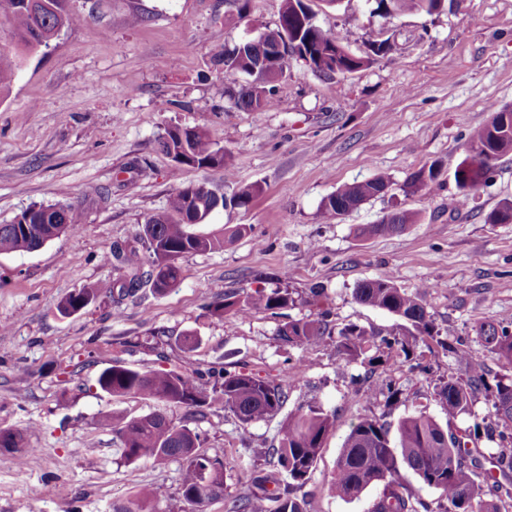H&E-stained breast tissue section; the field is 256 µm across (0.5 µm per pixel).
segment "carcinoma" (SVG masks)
<instances>
[{
    "label": "carcinoma",
    "mask_w": 512,
    "mask_h": 512,
    "mask_svg": "<svg viewBox=\"0 0 512 512\" xmlns=\"http://www.w3.org/2000/svg\"><path fill=\"white\" fill-rule=\"evenodd\" d=\"M446 0H377L381 17L390 19L403 12H424L428 15L444 9ZM66 0H0V11L8 17L7 40L21 53H30L48 46L52 37L82 17L66 9ZM300 35L298 46L310 53L318 73L331 65L322 53L336 54V66L341 73L351 74L373 63L386 51L387 41L373 42V55L358 57L352 54L347 38L324 30L314 21V13L307 11L303 0H281L278 23L264 31L262 45L236 44L224 51V72H240L242 62L255 61L261 46H272L283 39L285 31ZM287 63L269 61L263 80L240 91L230 93L238 108L262 112L274 104L277 83L282 79ZM15 75L13 61L0 52V94L8 90ZM165 154L182 152V165L206 170L224 168L228 156L208 131L201 127L171 125L159 138ZM512 152V105L492 109L490 121L475 129L466 144V156L457 164L453 177L459 190L458 202L469 200L493 174L492 162ZM441 173L438 161L423 166L411 174L406 186L416 191L437 180ZM390 180L384 175L372 179L343 184L323 199L321 208L330 218H338L356 209L367 200L384 194ZM261 188L243 187L227 196L204 191V184L188 185L175 191L164 209L146 217L143 225L145 252L125 246L106 255L114 262L121 283L118 295L129 296L147 281L156 285L155 291L164 292L180 280L178 260L191 253L207 252L224 245L244 232L237 227L229 236L224 231L208 235L191 232L189 227L203 224L217 208H240L243 201L253 200ZM417 215L395 210L375 224L359 228L364 236L399 233L415 223ZM491 224H512V200H503L487 216ZM82 223V212L70 205H32L14 216L8 224H0V254L31 252L62 233ZM427 286L414 292L399 288L391 275L383 274L366 280L354 289V299L365 306L387 311L410 323L416 333L400 336L389 333L380 341L368 338L366 330L349 325L339 330L330 327L327 313L316 318L290 320L284 323L278 335L292 345L316 347L327 341L335 343L338 353L345 358L362 360L366 373H374L385 363V351L404 356L408 371L427 373L430 367L420 362L411 363L410 354L417 335H431L432 321L428 312ZM98 297V288L85 284L69 294L58 305L62 315L80 312ZM295 303L286 289L258 291L239 302L225 298L209 304V312L217 317L226 313L242 316L252 311H274ZM477 336L483 346L496 351L512 367V332L495 322H484ZM440 347L452 354H461L464 374L448 378L440 387L448 419L470 411L482 392L488 391L487 371L481 358L470 351H459L445 343ZM208 380L175 370L141 371L124 365H112L97 378L99 389L112 396H132L153 399L164 405L180 407L195 416L212 406L220 405L241 424L270 419L280 413L288 400L283 383L266 381L251 372L227 371L215 368L207 372ZM496 422H476L455 436L432 417L419 413L403 418L398 423L395 438H390L389 426L380 417H368L354 424L347 435L336 461V469L327 491L333 496L359 498L370 486L381 484L383 492L369 512H502V503L484 499V486L496 498L512 500V376H504L496 383L493 401ZM331 427V417L323 409L309 405L282 421L277 445L268 449L274 459L273 469L261 470L251 478L253 490L225 502L226 512H307V502L293 495L310 478L323 443ZM112 432L119 439L125 459L132 463L151 458L163 463L170 458L183 462L181 496L188 505L187 512H205V507L223 496L224 460L202 450L200 435L186 425H177L164 411L125 420L116 419ZM498 435L501 448L493 456V470L482 474L483 452L478 441ZM23 434L0 429V448H21ZM215 463V478L211 494L201 492L200 462ZM407 468L427 486L439 493L437 503L415 498L406 493L401 470Z\"/></svg>",
    "instance_id": "obj_1"
}]
</instances>
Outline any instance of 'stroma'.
I'll return each instance as SVG.
<instances>
[{
  "label": "stroma",
  "mask_w": 512,
  "mask_h": 512,
  "mask_svg": "<svg viewBox=\"0 0 512 512\" xmlns=\"http://www.w3.org/2000/svg\"><path fill=\"white\" fill-rule=\"evenodd\" d=\"M281 0H255L240 18L233 0H68L80 24L63 29L49 46L23 56L9 91L0 95V224L34 204H73L84 212L76 230L34 252L0 254V429L23 433L25 454L0 450V512H115L145 490L168 495L147 512H184L183 463L127 462L109 416L127 419L157 409L152 400L114 397L96 380L120 364L143 371L206 372L221 364L280 379L287 361H304L288 389L284 413L321 405L334 425L316 466L301 488L308 512H368L381 489L360 498L330 495L327 485L353 424L373 415L388 423L426 411L440 425L461 430L492 418V396L482 393L470 413L448 419L439 386L457 378L454 355H435L434 338L464 340L489 377L507 373L498 354L476 338L480 323H512V224L485 218L512 198V152L493 163L488 186L455 208L453 179L469 133L489 122L491 106L512 104V0H446L443 11L374 13L375 0H341L316 7L321 28L346 36L351 52L368 55L388 40L384 56L360 71L332 79L289 59L276 105L263 112L235 107L228 89L246 75L228 74L219 58L247 35L274 26ZM139 23H132V16ZM198 126L231 155L226 168L176 167L158 146L171 125ZM441 176L406 194L405 180L432 161ZM383 174L386 194L335 219L322 200L340 185ZM203 183L224 192L259 185L246 208L215 210L201 233L244 226L219 250L182 257L179 283L157 293L145 283L118 297L117 273L104 261L115 245L136 243L147 214L176 190ZM417 214L400 233L364 238L357 229L390 211ZM391 274L407 291L430 284L432 336H421L414 360L428 375L378 370L334 345H291L278 329L315 316L310 289H323L330 322L370 332L401 330L404 322L354 301L361 281ZM95 302L62 316L58 302L84 284ZM286 288L296 303L279 314L234 319L210 315L209 303ZM167 342L146 348L154 333ZM200 340L187 352L182 333ZM403 393L386 401V380ZM168 416L188 425L209 455L224 459V495L250 488L264 468V451L277 442L279 418L241 425L216 406L205 417Z\"/></svg>",
  "instance_id": "obj_1"
}]
</instances>
